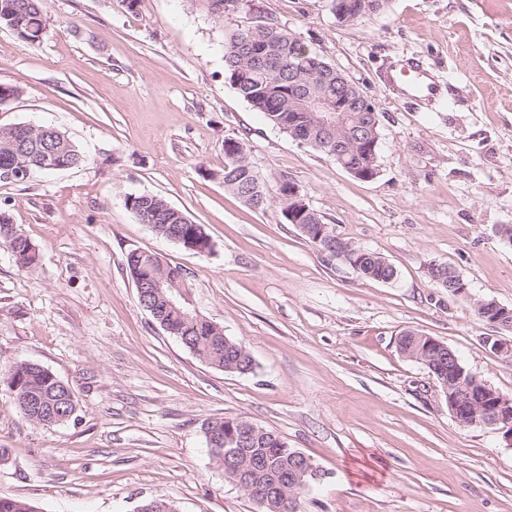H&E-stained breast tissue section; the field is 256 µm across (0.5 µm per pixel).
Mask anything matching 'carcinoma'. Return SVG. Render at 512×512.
Listing matches in <instances>:
<instances>
[{
    "mask_svg": "<svg viewBox=\"0 0 512 512\" xmlns=\"http://www.w3.org/2000/svg\"><path fill=\"white\" fill-rule=\"evenodd\" d=\"M43 0H0V26L12 30L27 46L37 43L45 27ZM212 19L224 23L225 0H196ZM292 32L281 28L272 21H257L238 28L226 36L224 46L227 77L237 93L250 106L263 114L266 120L289 137H294L292 121L296 115L290 112L288 103V71L304 74L309 62L316 57L313 50L303 51L302 46L290 39ZM245 45L259 52L265 48L280 56L276 68L246 57L242 52ZM335 66L324 63L323 79L313 85V89L326 95L336 93ZM309 118L301 125V132L307 138L305 145L321 152L327 149L315 144L319 132L312 127ZM77 166L86 162V157L62 131L56 135L27 129L22 124L0 126V163L14 164L28 171L29 175L55 171L61 163ZM224 188L233 192L246 204L255 209H263L273 199L281 204L286 200L270 192L267 181L258 177V172L247 160L246 153L224 149ZM125 205L142 224L154 225V232L166 239L177 238L183 247L194 246L208 238L202 225L188 223L182 211L168 209V203L161 197L150 194L130 195ZM0 245L7 248L15 263L21 268H31L40 261V252L27 237L18 233L11 224L7 212L0 210ZM125 268L131 279L137 281L148 275L163 272L176 273L177 286L186 287L181 270L164 266L157 256L142 252L137 256L126 257ZM396 274L395 267L384 257L371 253L365 270L359 275L376 279L389 278ZM166 320L169 334L180 339L181 343L207 365L224 369V354L232 352L224 340V328L217 323L197 315L186 317L177 312H168ZM9 393L17 397L22 393L38 394L44 398L47 407L63 411L72 416L75 402L70 399V386L58 379L52 372L35 363L24 362L11 366L3 377ZM258 442L254 452L258 453L264 467L269 472H277L288 462V449L279 443L280 436L260 425L256 426ZM0 512H34L30 502L0 497Z\"/></svg>",
    "mask_w": 512,
    "mask_h": 512,
    "instance_id": "1",
    "label": "carcinoma"
}]
</instances>
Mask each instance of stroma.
Returning <instances> with one entry per match:
<instances>
[{
  "label": "stroma",
  "mask_w": 512,
  "mask_h": 512,
  "mask_svg": "<svg viewBox=\"0 0 512 512\" xmlns=\"http://www.w3.org/2000/svg\"><path fill=\"white\" fill-rule=\"evenodd\" d=\"M40 42L0 28V126H53L86 163L0 183V207L37 245L19 268L0 248V370L40 364L77 403L64 424L28 421L0 385V496L39 512H261L208 453L203 425L242 417L310 456L324 477L298 512H512V446L463 427L397 338L415 330L512 396V359L484 339L475 304L512 308V0H384L341 23L331 0H255L213 19L196 0H44ZM261 16L354 81L381 120L379 173L355 179L270 125L234 89L225 32ZM427 70L422 99L389 80ZM242 141L268 181L288 177L334 233L380 253L390 282L359 276L289 224L225 190L224 142ZM153 194L203 225L197 253L126 207ZM180 267L191 309L252 355L254 373L206 365L138 301L129 251ZM445 262L468 285L428 274Z\"/></svg>",
  "instance_id": "1"
}]
</instances>
